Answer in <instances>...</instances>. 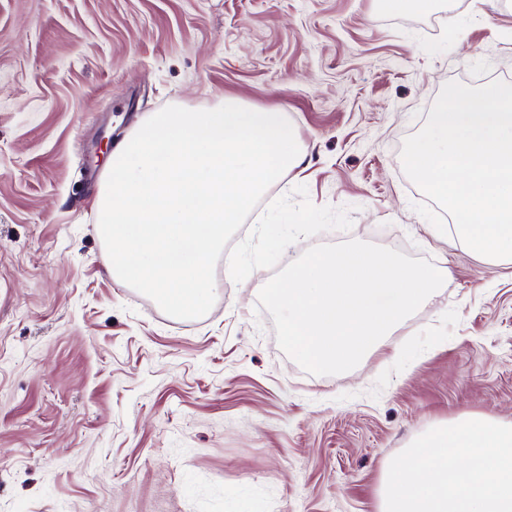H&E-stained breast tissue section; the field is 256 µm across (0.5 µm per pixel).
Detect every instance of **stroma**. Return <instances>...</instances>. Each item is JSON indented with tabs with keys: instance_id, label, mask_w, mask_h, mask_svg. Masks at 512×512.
I'll list each match as a JSON object with an SVG mask.
<instances>
[{
	"instance_id": "1",
	"label": "stroma",
	"mask_w": 512,
	"mask_h": 512,
	"mask_svg": "<svg viewBox=\"0 0 512 512\" xmlns=\"http://www.w3.org/2000/svg\"><path fill=\"white\" fill-rule=\"evenodd\" d=\"M512 82V0H0V512H374L383 469L466 412L512 419V266L433 238L402 169L443 86ZM285 112L272 184L203 317L113 279L87 165L147 112ZM278 219L279 239L255 223ZM349 239L448 268L389 355L338 375L278 346L260 289Z\"/></svg>"
}]
</instances>
